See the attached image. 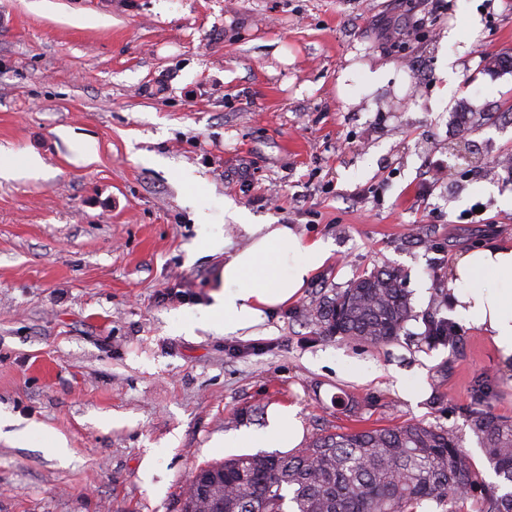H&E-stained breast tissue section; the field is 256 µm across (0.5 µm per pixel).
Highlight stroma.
Listing matches in <instances>:
<instances>
[{
  "mask_svg": "<svg viewBox=\"0 0 512 512\" xmlns=\"http://www.w3.org/2000/svg\"><path fill=\"white\" fill-rule=\"evenodd\" d=\"M407 0H0V417L64 437L58 457L0 426V512H179L224 442L292 405L305 438L407 420L465 436L477 382L512 417V363L475 328L424 337L461 251L512 239V0H443L403 45ZM95 27L75 25L81 15ZM481 18L472 27L470 16ZM457 41H445L448 31ZM458 55L454 75L444 73ZM387 85L342 98L349 62ZM93 139L87 162L59 136ZM192 169L231 248L290 224L332 256L258 336L184 332L224 265L196 253ZM405 270L413 315L397 342L323 335L302 311L358 276ZM182 292L165 301L166 290ZM360 362L361 381L342 377ZM427 388L416 402L398 381ZM262 407L264 417L252 416Z\"/></svg>",
  "mask_w": 512,
  "mask_h": 512,
  "instance_id": "35a3bbf8",
  "label": "stroma"
}]
</instances>
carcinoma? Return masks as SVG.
<instances>
[{
  "instance_id": "1",
  "label": "carcinoma",
  "mask_w": 512,
  "mask_h": 512,
  "mask_svg": "<svg viewBox=\"0 0 512 512\" xmlns=\"http://www.w3.org/2000/svg\"><path fill=\"white\" fill-rule=\"evenodd\" d=\"M396 266L305 309L327 336L370 345L398 339L412 317ZM478 383L468 414L497 481L486 482L462 436L416 422L324 431L289 452L245 454L202 466L224 482L194 489L180 512H512V417L494 413Z\"/></svg>"
}]
</instances>
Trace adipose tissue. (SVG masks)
<instances>
[{"instance_id": "obj_1", "label": "adipose tissue", "mask_w": 512, "mask_h": 512, "mask_svg": "<svg viewBox=\"0 0 512 512\" xmlns=\"http://www.w3.org/2000/svg\"><path fill=\"white\" fill-rule=\"evenodd\" d=\"M186 202L195 209L199 249L223 253L224 267L211 304L182 313L184 328L204 323L226 335H255L268 312L297 299L332 256L329 242L305 238L288 224L243 225L248 245L226 252L213 214L199 206L194 195H187ZM448 293L456 321L481 330L498 357L512 361V240L455 256ZM302 432L296 408L280 407L271 415L267 434L242 433L235 442L248 448H262L270 441L294 448Z\"/></svg>"}]
</instances>
